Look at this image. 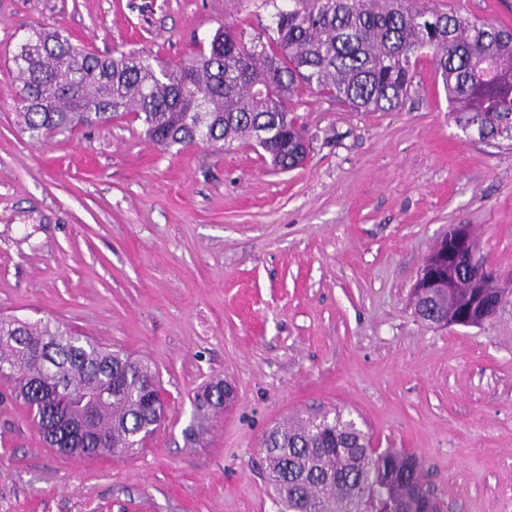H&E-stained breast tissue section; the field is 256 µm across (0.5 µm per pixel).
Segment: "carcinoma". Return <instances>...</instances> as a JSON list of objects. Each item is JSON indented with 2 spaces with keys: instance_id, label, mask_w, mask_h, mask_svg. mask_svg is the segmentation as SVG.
<instances>
[{
  "instance_id": "cac0c4a2",
  "label": "carcinoma",
  "mask_w": 512,
  "mask_h": 512,
  "mask_svg": "<svg viewBox=\"0 0 512 512\" xmlns=\"http://www.w3.org/2000/svg\"><path fill=\"white\" fill-rule=\"evenodd\" d=\"M274 14L273 34L249 42L217 30L208 49L177 68L136 53L102 56L61 30L31 29L13 56L18 117L34 143L133 112L145 135L169 149L196 141L258 143L272 165L303 164L307 141L288 107L294 88L363 112H391L409 97L418 61L432 59L454 122L478 125L485 144L512 149V28L408 0H294ZM48 350L38 362L34 355ZM0 378L51 448L130 454L158 425L159 384L150 366L57 321L0 317ZM224 383L195 409L224 406ZM268 482L282 512H429L419 463L370 439L339 413L275 424L262 441Z\"/></svg>"
}]
</instances>
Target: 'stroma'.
Here are the masks:
<instances>
[{"label": "stroma", "mask_w": 512, "mask_h": 512, "mask_svg": "<svg viewBox=\"0 0 512 512\" xmlns=\"http://www.w3.org/2000/svg\"><path fill=\"white\" fill-rule=\"evenodd\" d=\"M419 4L512 27V0ZM287 5L0 0V316L147 362L165 404L146 446L114 459L58 453L0 402V512H279L263 434L334 411L416 455L442 512H512V297L479 327L411 304L454 224L512 286V150L456 126L430 59L395 112L298 87L310 151L287 172L246 140L161 151L130 115L43 144L17 122L12 57L31 28L177 65L220 25L269 30ZM214 379L235 400L197 414Z\"/></svg>", "instance_id": "stroma-1"}]
</instances>
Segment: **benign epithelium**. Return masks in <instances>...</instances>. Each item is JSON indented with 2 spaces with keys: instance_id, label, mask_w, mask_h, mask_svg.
Masks as SVG:
<instances>
[{
  "instance_id": "1",
  "label": "benign epithelium",
  "mask_w": 512,
  "mask_h": 512,
  "mask_svg": "<svg viewBox=\"0 0 512 512\" xmlns=\"http://www.w3.org/2000/svg\"><path fill=\"white\" fill-rule=\"evenodd\" d=\"M440 248L431 251L415 285L419 295L430 290H451L455 284L465 279L475 289L472 300L465 306L448 297V311L433 314L440 324L475 326L492 316L503 298L505 290L494 291L491 300H484V268L475 261V242L470 226L458 224L438 240Z\"/></svg>"
}]
</instances>
